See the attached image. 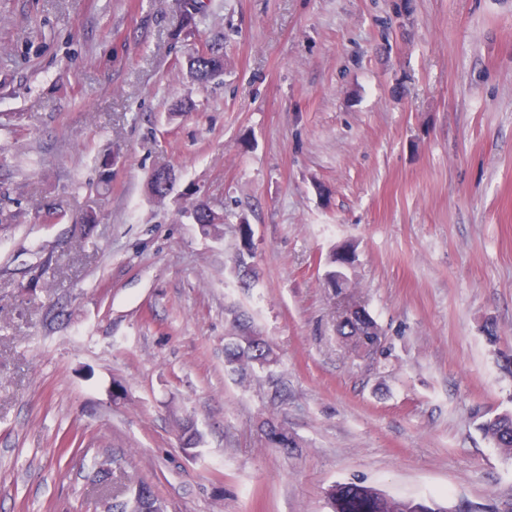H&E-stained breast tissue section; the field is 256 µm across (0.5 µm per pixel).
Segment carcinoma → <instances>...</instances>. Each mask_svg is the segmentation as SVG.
<instances>
[{
	"label": "carcinoma",
	"instance_id": "carcinoma-1",
	"mask_svg": "<svg viewBox=\"0 0 512 512\" xmlns=\"http://www.w3.org/2000/svg\"><path fill=\"white\" fill-rule=\"evenodd\" d=\"M207 53L199 50L189 57V69L192 77L205 84L215 75L224 72L223 43L215 41L205 45ZM195 223L202 225L206 234H221V218L217 215L204 216L200 206L192 211ZM240 239L237 277L244 288L251 287L254 275L244 262V255L253 246L251 225L238 226ZM356 262V251L351 245L335 248L330 256L333 269L328 271L326 279H336V274L348 277ZM354 307L358 314L337 316L336 334L343 345L353 352H361L374 335L377 322L365 312V305L359 297H354ZM277 363V358L269 339L246 319L233 321L230 332L224 337V370L231 375L244 377L255 369L269 368ZM178 427L179 441L184 448H196L202 441V434L195 424L174 415ZM265 438L274 448H295L297 443L288 436V432L274 423L266 422ZM479 430L491 439L503 454L512 458V412L497 413L485 418L479 424ZM96 478L99 488L97 508L100 512H160L164 502L159 499L151 487L141 480L129 484H111L110 463L102 460L97 463ZM332 512H448V508L435 502L430 504L403 500L377 493L366 487L354 484L339 486L331 501Z\"/></svg>",
	"mask_w": 512,
	"mask_h": 512
}]
</instances>
